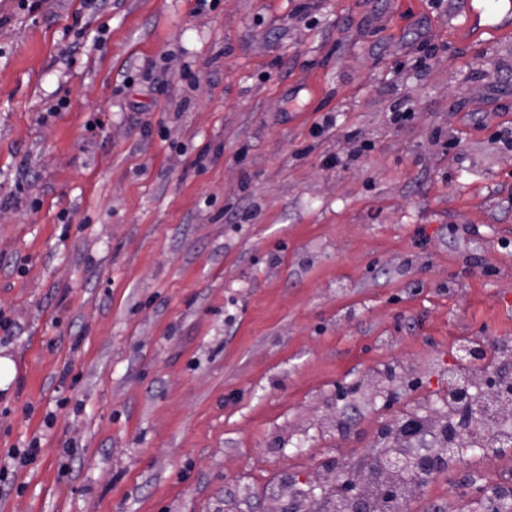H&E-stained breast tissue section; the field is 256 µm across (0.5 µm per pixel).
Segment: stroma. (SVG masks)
Listing matches in <instances>:
<instances>
[{
	"instance_id": "obj_1",
	"label": "stroma",
	"mask_w": 512,
	"mask_h": 512,
	"mask_svg": "<svg viewBox=\"0 0 512 512\" xmlns=\"http://www.w3.org/2000/svg\"><path fill=\"white\" fill-rule=\"evenodd\" d=\"M0 0V512H283L512 341V34L462 0ZM332 124L321 129L324 116ZM406 512H484L473 477Z\"/></svg>"
}]
</instances>
